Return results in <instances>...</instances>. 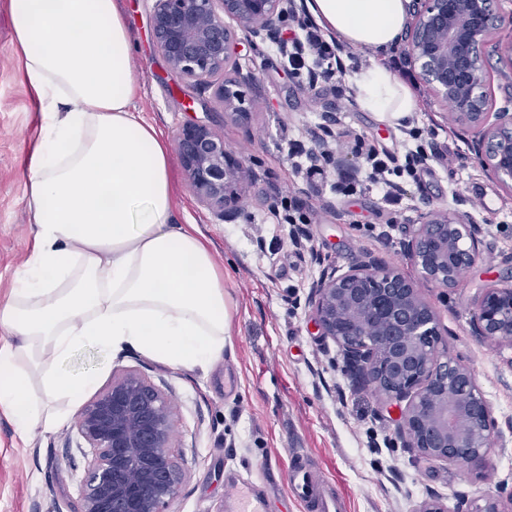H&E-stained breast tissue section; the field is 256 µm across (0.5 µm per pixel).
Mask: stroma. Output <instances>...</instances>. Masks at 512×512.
I'll return each mask as SVG.
<instances>
[{
	"instance_id": "obj_1",
	"label": "stroma",
	"mask_w": 512,
	"mask_h": 512,
	"mask_svg": "<svg viewBox=\"0 0 512 512\" xmlns=\"http://www.w3.org/2000/svg\"><path fill=\"white\" fill-rule=\"evenodd\" d=\"M134 44L135 109L167 137L186 122L204 124L243 155L254 178L238 218L219 221L189 188L173 161L177 219L197 225L224 275L231 313L223 357L208 373L178 369L137 351L118 358L86 346L64 362L67 372L94 374L90 401L115 373L135 370L178 409L172 454L183 481L168 512H218L229 477L264 485L265 512H302L286 473L295 459L330 477L347 512H416L430 496L449 512L461 501L512 487V348L474 336L470 319L482 288L512 280V188L472 157V135L413 72L399 71L417 110L403 119L369 112L347 78L360 66H391L398 47L384 52L344 47L346 73L309 86L291 73L269 42L240 41L236 62L254 71L245 91L247 116L225 117L211 90L172 71L155 44L154 0H120ZM495 29L481 48L489 112L512 113V63L498 45L512 42V0H493ZM336 114L335 133L361 135L376 149L402 154L410 132L432 155L429 173L398 177V199L385 201L368 182L342 191L335 172L355 167L352 154L335 155L326 179L310 189L288 155L291 143L314 149L321 115ZM40 133L39 101L24 76L12 41L9 0H0V300L34 249L24 193L30 156ZM287 199H280V192ZM484 192L491 210L475 206ZM459 211L474 224L481 254L457 285L442 288L419 278L403 254L416 207ZM304 215L308 240L291 241L289 217ZM374 255L412 278L434 308L449 357L469 367L498 422L489 461L446 463L423 459L396 432V412L367 387L352 386L337 345L319 336L306 299L322 270H347ZM81 404L58 430L21 438L0 414V512H77L87 450L76 433Z\"/></svg>"
}]
</instances>
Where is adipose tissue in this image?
Wrapping results in <instances>:
<instances>
[{"mask_svg":"<svg viewBox=\"0 0 512 512\" xmlns=\"http://www.w3.org/2000/svg\"><path fill=\"white\" fill-rule=\"evenodd\" d=\"M354 48L384 51L408 0H307ZM15 49L40 103L24 201L35 250L0 303V411L20 437L60 428L65 404L95 382L63 370L76 349L144 353L207 371L230 313L224 276L196 225L177 224L171 149L133 112V42L119 0H10ZM360 106L415 111L388 68L349 78Z\"/></svg>","mask_w":512,"mask_h":512,"instance_id":"adipose-tissue-1","label":"adipose tissue"}]
</instances>
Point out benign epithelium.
<instances>
[{
  "mask_svg": "<svg viewBox=\"0 0 512 512\" xmlns=\"http://www.w3.org/2000/svg\"><path fill=\"white\" fill-rule=\"evenodd\" d=\"M295 0H155L158 50L168 66L213 89L224 112H245L241 87L257 76L236 64V30L255 42L297 47L281 36ZM412 22L399 42L418 78L453 119L475 134L473 150L497 181L512 186V114L489 122L482 91L480 47L494 29L492 0H412ZM232 71L215 84L212 78ZM175 148L189 186L222 222L234 221L249 182L247 160L224 137L199 123L177 132ZM403 253L419 275L444 288L474 264L479 240L473 225L448 209L416 208ZM320 335L340 348L353 383L370 386L399 411L405 446L429 460L483 464L496 422L473 372L448 357L432 306L397 268L376 258L343 272L324 271L307 297ZM472 328L496 346L512 347V283L484 289L474 301ZM175 405L143 374L127 371L84 407L76 426L91 449L79 512H167L182 482L170 448ZM464 512H512V489L465 502Z\"/></svg>",
  "mask_w": 512,
  "mask_h": 512,
  "instance_id": "1",
  "label": "benign epithelium"
}]
</instances>
